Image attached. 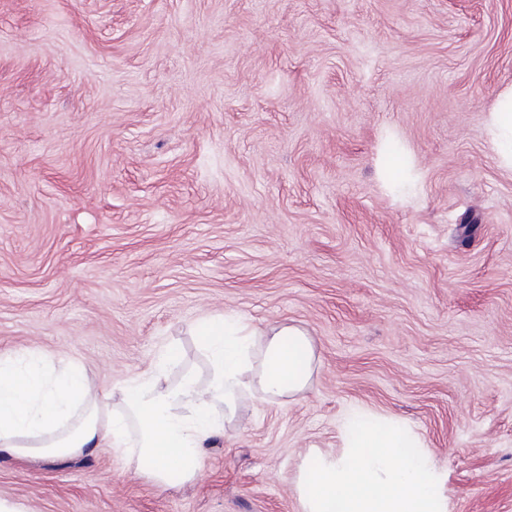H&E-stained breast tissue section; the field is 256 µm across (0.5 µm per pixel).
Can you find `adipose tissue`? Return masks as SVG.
Segmentation results:
<instances>
[{
	"label": "adipose tissue",
	"mask_w": 512,
	"mask_h": 512,
	"mask_svg": "<svg viewBox=\"0 0 512 512\" xmlns=\"http://www.w3.org/2000/svg\"><path fill=\"white\" fill-rule=\"evenodd\" d=\"M489 131L500 161L512 167V93L491 112ZM194 332L210 361L208 385L200 386L191 373L166 384V368L178 359L170 348L152 370L121 386L118 410L110 391L99 388L78 359L58 368L34 350L1 355L0 454L71 457L90 447L124 448L137 474L159 488L186 484L198 477L206 446L236 419L244 391L277 403L310 383L313 343L298 326L261 329L232 314H204ZM218 403L223 413H215ZM132 431L138 438L131 449Z\"/></svg>",
	"instance_id": "obj_1"
}]
</instances>
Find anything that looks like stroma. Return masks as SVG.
I'll return each mask as SVG.
<instances>
[{
  "instance_id": "obj_1",
  "label": "stroma",
  "mask_w": 512,
  "mask_h": 512,
  "mask_svg": "<svg viewBox=\"0 0 512 512\" xmlns=\"http://www.w3.org/2000/svg\"><path fill=\"white\" fill-rule=\"evenodd\" d=\"M512 0H0V355L116 389L232 312L295 325L308 388L241 395L194 482L0 455L16 512H300L353 407L422 437L448 512H512ZM396 150L411 186H387ZM491 142L500 161L512 167V93L504 95L490 112Z\"/></svg>"
}]
</instances>
